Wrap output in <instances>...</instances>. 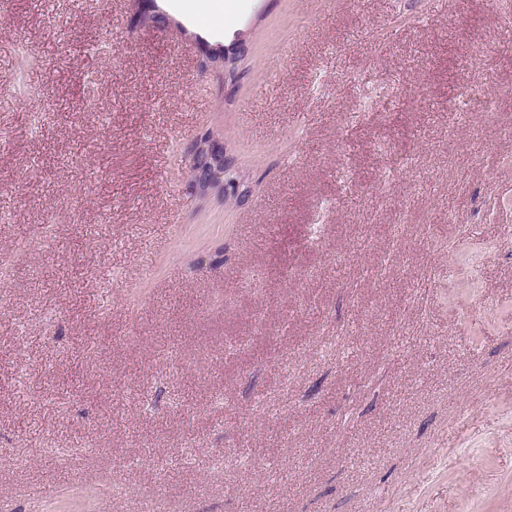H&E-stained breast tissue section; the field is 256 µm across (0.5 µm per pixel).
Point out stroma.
I'll list each match as a JSON object with an SVG mask.
<instances>
[{
    "mask_svg": "<svg viewBox=\"0 0 512 512\" xmlns=\"http://www.w3.org/2000/svg\"><path fill=\"white\" fill-rule=\"evenodd\" d=\"M174 6L0 0V512H512V0ZM192 170L194 182L200 187L219 186L224 179V157L212 140L200 139L195 141L191 147ZM202 155L211 158L208 168H196Z\"/></svg>",
    "mask_w": 512,
    "mask_h": 512,
    "instance_id": "stroma-1",
    "label": "stroma"
}]
</instances>
